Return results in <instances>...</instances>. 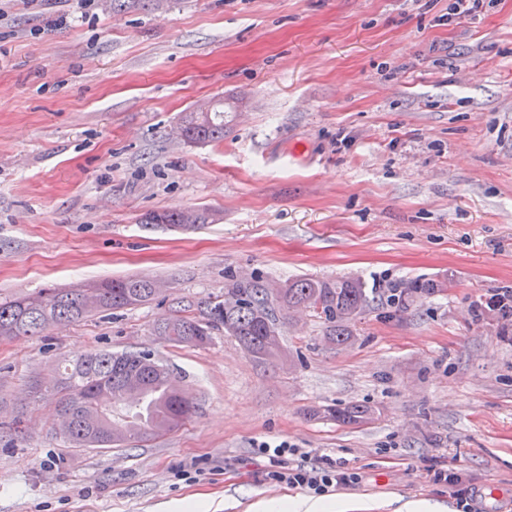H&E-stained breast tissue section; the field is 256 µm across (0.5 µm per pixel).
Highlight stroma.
<instances>
[{
	"label": "stroma",
	"instance_id": "obj_1",
	"mask_svg": "<svg viewBox=\"0 0 512 512\" xmlns=\"http://www.w3.org/2000/svg\"><path fill=\"white\" fill-rule=\"evenodd\" d=\"M451 0H0V301L103 278L160 283L114 314L0 339V512H256L309 489L258 445L360 472L330 494L378 512L430 501L428 471L512 512V319L470 307L512 289V0L471 20ZM223 102V141L175 139ZM216 223L153 230L154 210ZM361 279L375 299L331 346L275 304L281 354L217 333L156 336L233 284ZM433 280L435 292L414 290ZM148 350L194 402L158 438L77 448L33 395L59 358ZM375 410L354 426L327 405ZM214 216L215 214L206 208L150 211L140 217V224L190 230L213 223Z\"/></svg>",
	"mask_w": 512,
	"mask_h": 512
}]
</instances>
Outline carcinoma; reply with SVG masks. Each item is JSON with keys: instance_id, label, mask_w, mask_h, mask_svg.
I'll return each mask as SVG.
<instances>
[{"instance_id": "1", "label": "carcinoma", "mask_w": 512, "mask_h": 512, "mask_svg": "<svg viewBox=\"0 0 512 512\" xmlns=\"http://www.w3.org/2000/svg\"><path fill=\"white\" fill-rule=\"evenodd\" d=\"M176 130L190 144L222 140L224 110L184 112ZM214 221V213L206 208L150 211L140 217L146 226L183 230ZM157 292L155 282L139 277L101 280L81 288H42L0 302V338L35 336L91 314L143 305ZM275 301L324 316L329 323L325 339L339 346L350 341L348 324L364 312L369 295L364 283L354 279L304 277L275 288L237 285L227 289L224 300L207 304L197 316L162 320L156 332L171 342L202 346L222 330L253 357L271 360L281 351L279 322L272 309ZM175 378L174 371L148 351L99 350L64 360L46 391L55 398L60 432L70 444L108 449L132 439L163 436L193 415L195 407L182 393L165 389ZM312 415L357 425L370 419L372 409L362 404L328 406Z\"/></svg>"}]
</instances>
